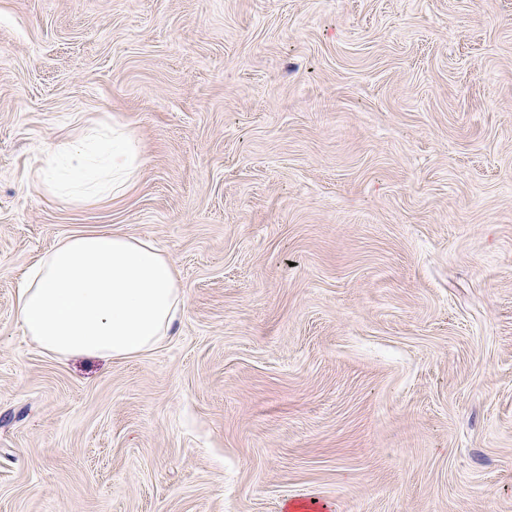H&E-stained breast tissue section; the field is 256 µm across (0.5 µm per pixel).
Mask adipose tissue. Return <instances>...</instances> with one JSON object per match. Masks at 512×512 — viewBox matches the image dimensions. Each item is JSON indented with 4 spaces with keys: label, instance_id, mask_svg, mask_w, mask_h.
Here are the masks:
<instances>
[{
    "label": "adipose tissue",
    "instance_id": "1",
    "mask_svg": "<svg viewBox=\"0 0 512 512\" xmlns=\"http://www.w3.org/2000/svg\"><path fill=\"white\" fill-rule=\"evenodd\" d=\"M141 167L138 139L96 120L46 155L35 179L62 201L126 193ZM179 273L151 241L112 231L72 234L26 272L18 320L49 356L127 358L161 344L182 315Z\"/></svg>",
    "mask_w": 512,
    "mask_h": 512
}]
</instances>
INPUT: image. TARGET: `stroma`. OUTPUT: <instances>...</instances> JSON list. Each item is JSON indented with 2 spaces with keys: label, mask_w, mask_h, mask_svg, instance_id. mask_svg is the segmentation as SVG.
Here are the masks:
<instances>
[{
  "label": "stroma",
  "mask_w": 512,
  "mask_h": 512,
  "mask_svg": "<svg viewBox=\"0 0 512 512\" xmlns=\"http://www.w3.org/2000/svg\"><path fill=\"white\" fill-rule=\"evenodd\" d=\"M100 117L120 197L31 175ZM177 268L156 349L55 360L26 268ZM512 512V0H0V512Z\"/></svg>",
  "instance_id": "stroma-1"
}]
</instances>
